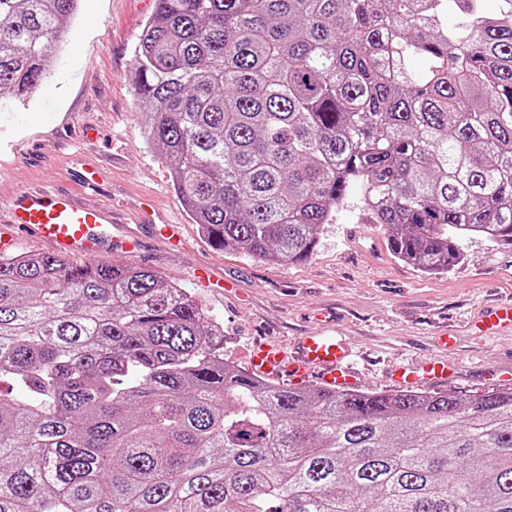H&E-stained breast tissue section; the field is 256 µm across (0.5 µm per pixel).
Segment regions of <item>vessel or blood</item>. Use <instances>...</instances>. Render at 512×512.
I'll list each match as a JSON object with an SVG mask.
<instances>
[{
  "label": "vessel or blood",
  "instance_id": "obj_1",
  "mask_svg": "<svg viewBox=\"0 0 512 512\" xmlns=\"http://www.w3.org/2000/svg\"><path fill=\"white\" fill-rule=\"evenodd\" d=\"M13 229L33 233L61 252L77 251L96 256L97 248L112 237V211L89 209L72 193L38 189L20 193L8 211ZM483 335L512 330V302L486 310L480 317ZM351 349L346 340L332 331L313 330L299 337L293 355H284L277 344L261 342L250 356L253 374L282 380L298 387L311 373L335 392L352 390L356 373L349 364ZM452 374L447 360L437 359L417 369H402L393 382L400 388H419L444 382Z\"/></svg>",
  "mask_w": 512,
  "mask_h": 512
}]
</instances>
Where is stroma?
<instances>
[{
    "label": "stroma",
    "mask_w": 512,
    "mask_h": 512,
    "mask_svg": "<svg viewBox=\"0 0 512 512\" xmlns=\"http://www.w3.org/2000/svg\"><path fill=\"white\" fill-rule=\"evenodd\" d=\"M156 0H82L73 26L79 51L61 55L26 100L0 98V202L43 184L80 191L84 202L113 210L106 262L144 265L186 288L224 327V358L248 366L256 339L293 351L303 333L335 329L357 353L359 387L390 389L388 373L444 354L456 373L448 389L498 384L512 366V334L472 335L484 308L512 298V246L467 242V259L426 275L396 259L388 235L359 205L336 213L314 254L274 264L214 249L175 194L168 162L145 141L131 81L135 48ZM100 176L82 187L85 165ZM153 206L181 226V241L156 237L144 212ZM458 339L438 350L440 326Z\"/></svg>",
    "instance_id": "stroma-1"
}]
</instances>
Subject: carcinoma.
I'll list each match as a JSON object with an SVG mask.
<instances>
[{
    "instance_id": "1",
    "label": "carcinoma",
    "mask_w": 512,
    "mask_h": 512,
    "mask_svg": "<svg viewBox=\"0 0 512 512\" xmlns=\"http://www.w3.org/2000/svg\"><path fill=\"white\" fill-rule=\"evenodd\" d=\"M80 6L0 0V94ZM133 82L215 249L305 261L354 202L425 273L512 244V0H156ZM0 512H512V387L292 389L147 266L3 254Z\"/></svg>"
}]
</instances>
